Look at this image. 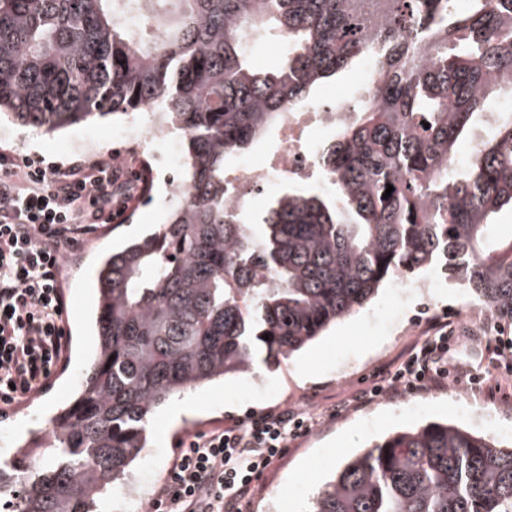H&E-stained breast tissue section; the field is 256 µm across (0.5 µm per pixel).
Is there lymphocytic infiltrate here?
Returning a JSON list of instances; mask_svg holds the SVG:
<instances>
[{
    "label": "lymphocytic infiltrate",
    "instance_id": "lymphocytic-infiltrate-1",
    "mask_svg": "<svg viewBox=\"0 0 512 512\" xmlns=\"http://www.w3.org/2000/svg\"><path fill=\"white\" fill-rule=\"evenodd\" d=\"M143 193L116 157L66 165L18 158L0 149V412L42 394L67 364L66 258L102 224L115 221ZM454 330L447 319L386 365L355 395L362 403L446 385L454 370ZM313 418L284 409L188 432L146 512H242L266 470L307 434Z\"/></svg>",
    "mask_w": 512,
    "mask_h": 512
}]
</instances>
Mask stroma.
Here are the masks:
<instances>
[{
  "instance_id": "35a3bbf8",
  "label": "stroma",
  "mask_w": 512,
  "mask_h": 512,
  "mask_svg": "<svg viewBox=\"0 0 512 512\" xmlns=\"http://www.w3.org/2000/svg\"><path fill=\"white\" fill-rule=\"evenodd\" d=\"M153 119L152 112H136L45 132L2 118L0 145L47 162L65 163L79 155L105 158L114 149L112 134L117 127ZM163 191L161 180H154L151 202L137 203L123 222L100 225L92 240L65 264L67 364L43 394L12 406L7 417H0V431L9 433L12 444H19L28 431L44 428L56 407L78 389L96 343L92 315L99 259L122 240L164 223ZM433 280L435 286L427 296L415 293L400 299L393 288L384 287L377 298L330 327L305 351L283 359L275 371L261 367L247 377L187 391L181 397L184 409L177 416L171 406L162 407L150 423V452L141 456L131 479L145 473L152 483H159L178 439L187 431L210 427L227 417L286 407L316 416L317 423L306 436L290 441L287 454L264 474L245 512H306L316 489L344 457L404 426L448 419L480 435L512 439V381L502 380L495 370L483 388L474 389L469 374L487 366L489 353L485 341L476 339L475 329L467 326L455 331L463 351L447 386L387 394L359 406L350 402L352 395L373 385L379 370L423 336L430 319L453 316L471 306L469 291L460 282L440 273ZM477 410L490 416L491 425L475 422Z\"/></svg>"
}]
</instances>
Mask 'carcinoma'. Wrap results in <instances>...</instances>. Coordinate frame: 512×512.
Wrapping results in <instances>:
<instances>
[{"mask_svg":"<svg viewBox=\"0 0 512 512\" xmlns=\"http://www.w3.org/2000/svg\"><path fill=\"white\" fill-rule=\"evenodd\" d=\"M148 2L159 44H134L116 0H0V111L51 132L163 104L190 187L102 257L84 381L0 462L21 485L11 512H95L175 395L275 368L400 275L439 267L512 318V241H490L512 210V121L449 168L488 100L512 96V0ZM269 37L286 51L266 66ZM361 61L372 87L319 149L325 187L251 219L225 209L227 161ZM310 512H512V443L444 419L394 430L344 459Z\"/></svg>","mask_w":512,"mask_h":512,"instance_id":"cac0c4a2","label":"carcinoma"}]
</instances>
